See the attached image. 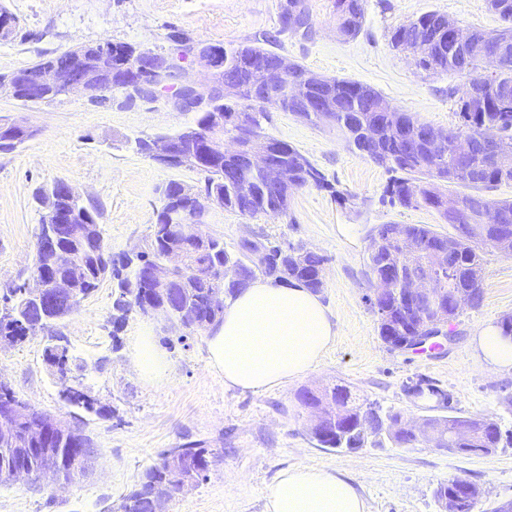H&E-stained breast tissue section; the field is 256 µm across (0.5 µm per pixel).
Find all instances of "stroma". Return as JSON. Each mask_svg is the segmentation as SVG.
<instances>
[{"mask_svg":"<svg viewBox=\"0 0 512 512\" xmlns=\"http://www.w3.org/2000/svg\"><path fill=\"white\" fill-rule=\"evenodd\" d=\"M280 0H0L17 19V36L0 40V73L27 66L42 53L59 54L103 40L167 53L169 27L213 45L253 42L278 28ZM313 39L284 36L274 51L307 69L366 84L390 104L436 128L455 124L449 87L467 82L456 73H428L392 47V31L436 11L467 29L494 33L504 26L486 0H364L357 37L336 31L333 0H309ZM266 135L307 156L331 190L300 188L286 216L243 217L213 207L203 228L237 250L245 239L267 245H302L322 255L319 295L337 324L333 345L306 375L288 384L252 392L230 388L211 367L207 331L189 334L163 316L133 311L121 331L112 327V283L102 281L59 323L69 341L71 373L109 410L101 418L68 406L63 382L44 359L47 339L26 337L0 350V381L19 398L88 435L95 448L87 472L69 483L21 480L0 485V512H109L161 454L187 443L213 450L204 480L165 500L163 512H266L267 486L301 465L323 468L348 480L367 512H438V483L459 477L481 488L482 512L512 502V445L489 455H464L423 444L416 448L376 445L356 452L321 448L309 429V414L297 399L303 389L343 385L353 396L420 421L441 415H491L512 433V370H490L478 360L473 339L488 324L512 315V257L484 256V297L448 325V340L426 351L384 344L365 296L366 246L380 224L450 225L426 208L390 206L383 194L391 178L383 167L352 150L335 129L312 124L267 106ZM25 122L37 134L15 152L0 154V291L28 280L43 207L40 190L62 181L85 203L97 206L108 252L144 249L162 202L160 187L176 180L199 185V172L168 167L139 154L136 139L176 134L196 115L165 96L127 100L124 91L90 101L78 92L23 105L0 93V119ZM151 332L164 351L168 378L159 385L135 372L130 343ZM430 386L449 397L442 403L417 396Z\"/></svg>","mask_w":512,"mask_h":512,"instance_id":"1","label":"stroma"}]
</instances>
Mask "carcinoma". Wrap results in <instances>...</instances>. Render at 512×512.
Wrapping results in <instances>:
<instances>
[{
  "mask_svg": "<svg viewBox=\"0 0 512 512\" xmlns=\"http://www.w3.org/2000/svg\"><path fill=\"white\" fill-rule=\"evenodd\" d=\"M487 8L498 14L504 21L512 23V0H486ZM336 29L345 38L356 37L364 22L363 0H334ZM448 22V17L438 12L426 13L417 19L398 27L392 34L393 47L407 51L416 58L417 66L429 73L450 71L469 76V82L481 83L477 94L467 89L448 88V98L455 100L459 122L446 129L447 145L442 149H432L424 138L428 124L418 121L411 113L397 107L382 111L380 105L388 104L380 93L363 83L344 79H313L314 73L294 63L292 76L298 93H293V85L284 84L274 90L279 99L278 107L284 112L303 116L310 123H326L341 134L349 146L364 153L367 148H376L379 153L372 160L398 177L385 188V195L392 206L403 208L425 207L435 210L440 218L452 225L454 233L442 234L427 224H407L403 226L408 239L417 244L420 250L418 261L426 264L437 262V250L441 245L450 246L448 268L431 287L448 294L450 288L472 291L476 303H481L483 293V254L498 252L512 256V200H495L487 192L503 182L512 181V162L492 164L488 160L487 149H492L506 159H512V95L505 96L500 86L512 84V26L505 28L497 38L506 44L507 58L496 70L491 84L482 82L481 64L486 62V35L470 31L469 45L462 52L453 45H439L432 40L431 31ZM292 33L304 39L314 35V24L308 0H281L278 35ZM283 55L266 49L256 43H239L226 46L224 52V72L219 76L218 85L212 90L210 99L218 102V107L230 110L226 102L241 101L244 108H262L253 96L265 90L263 72L276 67ZM49 64L68 72L74 69L73 51L57 55L42 56L32 64L16 70L20 76L32 69ZM333 104V111L325 119L320 113L305 111L308 105H320L324 101ZM466 136L474 143L469 164L460 166L452 145L454 135ZM275 164H286L293 172L292 182L301 188L314 185L327 188L329 183L323 173L300 151L288 146V152L272 158ZM246 169L243 155L224 157L223 173L204 176L202 189L215 194L224 202V209L230 212L255 218L266 216L281 217L287 213L290 190H282L280 201L265 183L255 181L250 194L240 192L236 181L226 178L228 174L243 175ZM459 185L469 192L459 195L450 193L449 187ZM395 224H382L372 230L366 249L365 266L368 281L385 275L394 264L400 252L399 241L391 234ZM59 247L66 253L54 266L56 275H66L69 262L75 258L85 267L86 280L79 288V295L85 298L98 288L105 277L100 275L99 264L106 253L103 236L96 215L83 206L76 211L70 224L60 225ZM180 245L173 232L163 221V213L157 212L152 232L146 248L140 252L143 257L157 258L170 247ZM288 261V278L285 283L297 281L319 291L323 283L318 280V272L324 269L325 259L312 250L297 247V253L284 256L280 246H266L245 240L237 251L224 247L220 239L211 238L207 252L197 248L187 249V265L206 266L213 270L214 279H219L224 265L237 267L239 276L223 282L224 297L232 299L247 287L261 273L279 280V270L283 261ZM112 280L114 293L112 301V324L114 331L123 327L129 312L140 303L151 298L150 287L140 281L139 265L134 260L121 262L111 269L108 277ZM175 288L173 303L184 300L192 302L203 314L199 328L207 330L217 325L223 312H215L208 306L209 293L214 283L195 281L183 283L186 276L182 272L173 274ZM388 310V319L378 321V333L382 341L389 336H411L420 325L417 319H405L390 298L383 302ZM73 311L69 299L55 298L51 305L35 306L22 298L9 305L7 311L0 312V336L22 339L26 336V324L41 319L48 328L49 344L45 357L59 354V371L69 370L67 340L55 329L56 323ZM332 398L341 407L345 416L336 424V431L322 434L317 442L320 447L331 451L363 448L369 440H363L355 431L359 413L363 410L376 412L389 423L390 431L379 430L372 437H383L396 448H416L422 444V436L411 423L403 420L400 413L385 411L375 402L357 401L350 390L338 385L320 393L305 391L299 400L301 404ZM62 400L73 407L81 408L97 416H106V409L95 405L83 390L73 385H63ZM430 422L442 429L441 447L456 448L460 454L487 455L491 449L499 447L502 440L501 429L492 417L476 415L471 417L441 416L432 417ZM80 442L73 443L71 437L46 436L33 444L37 451L28 454L18 445L16 439L0 431V485L13 482L11 466L29 457L40 455L38 449L50 451L60 461L61 475L71 481L77 477L70 463L71 447L90 448L91 440L82 432H77ZM182 453L190 466L201 471L205 478L212 463V456L205 448L195 444L182 447ZM165 461L146 469L139 486L121 498L118 512H148L147 504L151 493L163 486L166 479ZM473 483L452 478L439 484L436 496L455 499L456 512H479L480 498L470 488Z\"/></svg>",
  "mask_w": 512,
  "mask_h": 512,
  "instance_id": "1",
  "label": "carcinoma"
}]
</instances>
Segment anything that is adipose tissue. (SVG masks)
Wrapping results in <instances>:
<instances>
[{
  "label": "adipose tissue",
  "instance_id": "adipose-tissue-1",
  "mask_svg": "<svg viewBox=\"0 0 512 512\" xmlns=\"http://www.w3.org/2000/svg\"><path fill=\"white\" fill-rule=\"evenodd\" d=\"M337 336L319 297L304 286L258 278L227 302L207 339L210 365L227 386L259 391L298 379L316 366ZM482 363L512 368V341L490 326L474 340ZM132 361L139 375L163 381L167 361L153 336L135 337ZM267 512H367L352 484L328 471L300 466L266 490Z\"/></svg>",
  "mask_w": 512,
  "mask_h": 512
}]
</instances>
